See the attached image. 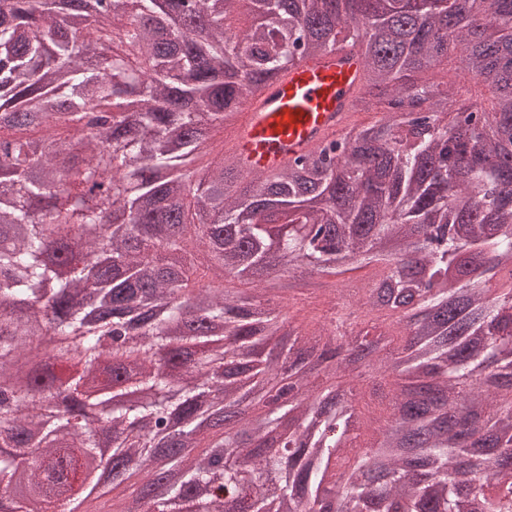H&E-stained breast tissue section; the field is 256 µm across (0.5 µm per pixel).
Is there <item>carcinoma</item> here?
<instances>
[{"instance_id": "1", "label": "carcinoma", "mask_w": 512, "mask_h": 512, "mask_svg": "<svg viewBox=\"0 0 512 512\" xmlns=\"http://www.w3.org/2000/svg\"><path fill=\"white\" fill-rule=\"evenodd\" d=\"M241 2L0 0V132H73L0 142V496L85 482L99 409L113 485L157 463L126 512H512V287L488 295L512 281V0H247L234 40ZM338 47L379 121L273 174L201 165L269 81ZM452 53L495 101L450 122L459 89L424 74ZM66 174L105 192L62 200ZM357 261L383 266L362 297L283 316L287 274ZM76 353L136 377L95 396L62 380ZM475 453L499 498L458 467Z\"/></svg>"}]
</instances>
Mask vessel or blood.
Wrapping results in <instances>:
<instances>
[{
    "label": "vessel or blood",
    "instance_id": "obj_1",
    "mask_svg": "<svg viewBox=\"0 0 512 512\" xmlns=\"http://www.w3.org/2000/svg\"><path fill=\"white\" fill-rule=\"evenodd\" d=\"M362 62L336 51L299 62L251 103L234 140L244 170L265 173L339 135L353 122L351 102L363 90Z\"/></svg>",
    "mask_w": 512,
    "mask_h": 512
}]
</instances>
